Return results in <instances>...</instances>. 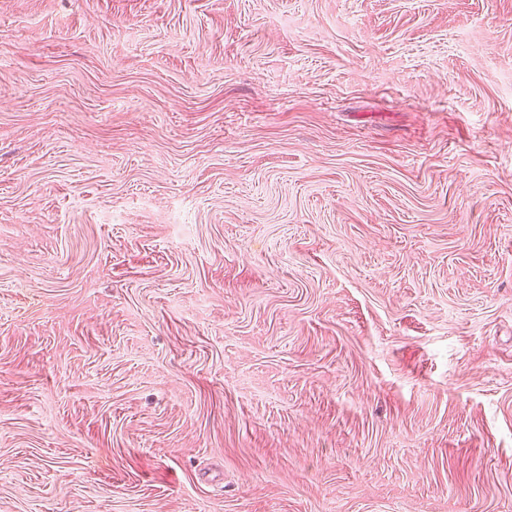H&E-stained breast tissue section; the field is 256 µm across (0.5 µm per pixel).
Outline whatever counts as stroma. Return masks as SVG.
Instances as JSON below:
<instances>
[{
  "instance_id": "35a3bbf8",
  "label": "stroma",
  "mask_w": 512,
  "mask_h": 512,
  "mask_svg": "<svg viewBox=\"0 0 512 512\" xmlns=\"http://www.w3.org/2000/svg\"><path fill=\"white\" fill-rule=\"evenodd\" d=\"M0 512H512V0H0Z\"/></svg>"
}]
</instances>
